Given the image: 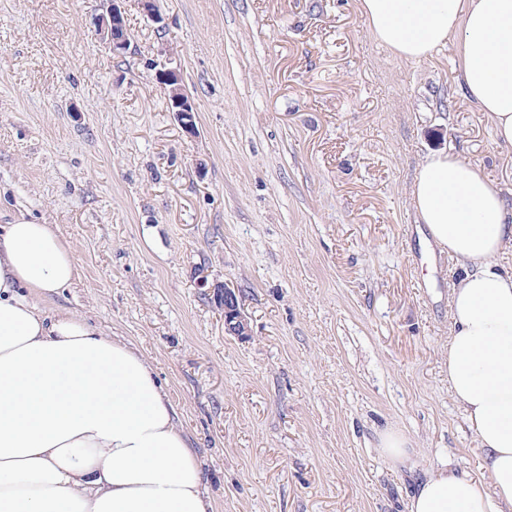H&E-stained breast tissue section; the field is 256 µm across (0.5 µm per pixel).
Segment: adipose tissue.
<instances>
[{"label":"adipose tissue","mask_w":512,"mask_h":512,"mask_svg":"<svg viewBox=\"0 0 512 512\" xmlns=\"http://www.w3.org/2000/svg\"><path fill=\"white\" fill-rule=\"evenodd\" d=\"M405 61L456 44L463 86L512 147V0H360ZM411 205L463 274L450 296L448 387L483 473L445 466L409 512H512V203L456 152L421 164ZM80 276L51 224H0V512H212L199 462L151 364L75 310Z\"/></svg>","instance_id":"obj_1"}]
</instances>
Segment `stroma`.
<instances>
[{
  "mask_svg": "<svg viewBox=\"0 0 512 512\" xmlns=\"http://www.w3.org/2000/svg\"><path fill=\"white\" fill-rule=\"evenodd\" d=\"M0 0V224L54 225L53 304L132 342L167 387L214 512H407L419 473L476 471L448 388L461 275L409 201L452 149L512 200L455 46L409 63L359 0ZM180 70L195 134L159 70ZM251 334L224 333L220 295ZM396 431L421 465L394 466ZM121 0L112 1V9L107 12V16L98 18V29L103 37H107L109 45L112 46V52L125 50L128 45V33L124 15L117 5ZM224 333L228 336L246 338L250 336L248 317L242 310L239 296L234 288L224 287Z\"/></svg>",
  "mask_w": 512,
  "mask_h": 512,
  "instance_id": "stroma-1",
  "label": "stroma"
}]
</instances>
